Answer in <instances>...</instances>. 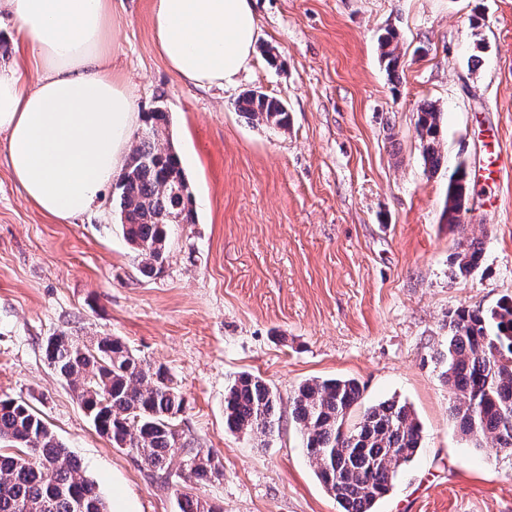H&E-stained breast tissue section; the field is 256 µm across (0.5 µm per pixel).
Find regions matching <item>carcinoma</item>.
I'll return each mask as SVG.
<instances>
[{
  "label": "carcinoma",
  "instance_id": "obj_1",
  "mask_svg": "<svg viewBox=\"0 0 512 512\" xmlns=\"http://www.w3.org/2000/svg\"><path fill=\"white\" fill-rule=\"evenodd\" d=\"M387 68L397 71L398 36L380 39ZM247 118L288 127L285 105L262 92L238 100ZM169 115L162 108L144 116L125 171L116 180L115 200L122 230L139 257V271L153 277L162 271L171 214L181 224L195 223L193 198L181 161L170 140ZM417 136L430 173L443 164L440 112L431 102L417 112ZM467 169L457 167L448 179L444 210L450 224L461 223L468 199ZM482 242L468 241L453 262L462 274L476 269ZM44 355L76 393L95 428L113 443L124 442L148 469L170 480L180 460L202 487L218 479L219 463L210 453L191 447L176 430L184 399L163 368H154L118 337L87 342L60 333L47 338ZM451 392V415L474 447L491 440L497 450L512 451V299L488 312L462 308L449 315L448 336L433 355ZM354 379L309 380L291 397L292 414L303 430L306 455L339 512H374L398 473L423 447L422 427L409 404L396 398L366 407ZM279 396L260 377L243 372L224 396V422L231 433L267 438L279 426ZM0 512H108L96 484L55 437L46 423L22 401L0 397ZM179 512H220L199 495L177 499Z\"/></svg>",
  "mask_w": 512,
  "mask_h": 512
}]
</instances>
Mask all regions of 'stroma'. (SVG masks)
Here are the masks:
<instances>
[{
	"mask_svg": "<svg viewBox=\"0 0 512 512\" xmlns=\"http://www.w3.org/2000/svg\"><path fill=\"white\" fill-rule=\"evenodd\" d=\"M152 0H124L112 68L138 112L162 107L197 220L172 225L162 273L139 272L112 192L90 214L44 215L0 149V396L25 401L79 457L105 501L178 512L203 492L221 512H338L305 452L290 396L310 379H356L364 405L408 402L423 446L375 512H512V454L476 451L449 412L433 352L461 308L512 298V170L442 215L448 176L489 149L512 155V0H255L253 61L228 87L179 80L153 49ZM398 34L385 69L379 37ZM283 102L288 127L246 119L238 97ZM441 112L428 173L417 110ZM483 261L460 274L471 239ZM122 338L185 399L177 429L219 480H152L94 427L44 357L49 336ZM242 372L281 398L265 443L224 428ZM482 257V242L478 239H472L454 255L453 262L461 274H469L480 265Z\"/></svg>",
	"mask_w": 512,
	"mask_h": 512,
	"instance_id": "35a3bbf8",
	"label": "stroma"
}]
</instances>
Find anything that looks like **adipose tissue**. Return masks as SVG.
<instances>
[{"label": "adipose tissue", "instance_id": "adipose-tissue-1", "mask_svg": "<svg viewBox=\"0 0 512 512\" xmlns=\"http://www.w3.org/2000/svg\"><path fill=\"white\" fill-rule=\"evenodd\" d=\"M117 0H0V39L21 64L0 67V133L25 198L69 220L90 211L124 168L139 120L112 69ZM154 48L194 86L225 87L252 62L253 0H153Z\"/></svg>", "mask_w": 512, "mask_h": 512}]
</instances>
